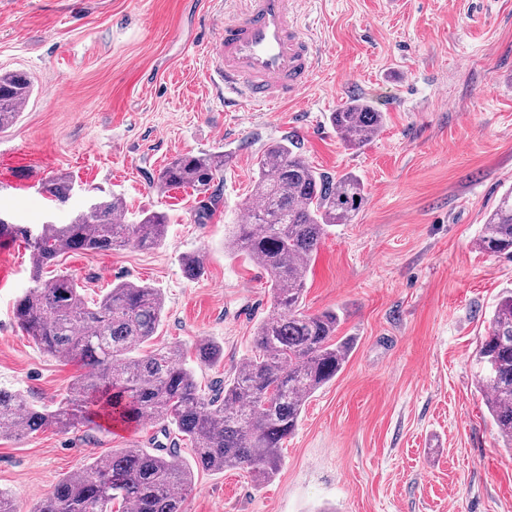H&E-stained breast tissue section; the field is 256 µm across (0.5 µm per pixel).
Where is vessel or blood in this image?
I'll list each match as a JSON object with an SVG mask.
<instances>
[{"mask_svg":"<svg viewBox=\"0 0 512 512\" xmlns=\"http://www.w3.org/2000/svg\"><path fill=\"white\" fill-rule=\"evenodd\" d=\"M225 19L216 45L215 72L224 102L256 108L295 102L311 81L315 48L293 14L295 0H240Z\"/></svg>","mask_w":512,"mask_h":512,"instance_id":"vessel-or-blood-1","label":"vessel or blood"}]
</instances>
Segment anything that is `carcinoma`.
<instances>
[{
  "label": "carcinoma",
  "instance_id": "cac0c4a2",
  "mask_svg": "<svg viewBox=\"0 0 512 512\" xmlns=\"http://www.w3.org/2000/svg\"><path fill=\"white\" fill-rule=\"evenodd\" d=\"M32 94L27 73H0V130L12 125ZM331 123L345 147L360 149L384 126V113L351 97ZM230 155L222 151L172 159L152 185L207 190L223 179ZM39 192L59 205L74 194L67 173L48 176ZM252 198L243 224L224 235V251L244 256L264 272L273 306L254 333L255 353L232 377L207 389L177 346L145 352L161 323L164 297L148 285L124 281L96 299L84 295L76 277L41 272L69 253L107 252L133 243L144 249L165 240L167 215L153 211L135 224L121 221L123 199L96 197L66 224L34 227L0 211V242L23 240L34 258L32 282L14 308L17 325L49 355L82 361L66 406L37 409L20 393L0 389V439H21L47 427L67 432L100 427L97 419L131 424L152 421L187 440L196 464L208 471L245 469L261 483L281 465L284 441L297 428L307 399L341 371L353 339L336 335L335 310L307 313L302 303L308 264L330 227L350 224L366 202L361 178L318 173L293 141L269 146L257 163ZM487 253L512 259V189L488 214L478 242ZM196 359L215 367L224 359L217 342L202 337ZM478 385L504 447L512 449V291L495 306L476 353ZM178 445L124 448L99 456L63 478L27 512H185L193 472L177 461Z\"/></svg>",
  "mask_w": 512,
  "mask_h": 512
}]
</instances>
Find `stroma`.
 I'll use <instances>...</instances> for the list:
<instances>
[{
	"instance_id": "1",
	"label": "stroma",
	"mask_w": 512,
	"mask_h": 512,
	"mask_svg": "<svg viewBox=\"0 0 512 512\" xmlns=\"http://www.w3.org/2000/svg\"><path fill=\"white\" fill-rule=\"evenodd\" d=\"M322 48L299 108H225L211 81L230 0H0V71H25L32 95L0 130V209L18 222L69 221L27 183L71 174L118 194L127 221L160 211L162 246L66 254L44 279L68 272L93 297L120 281L165 297L151 347L188 351L201 385L232 376L271 310L263 274L224 251V229L251 196L257 162L293 139L316 171L359 176L368 200L352 223L329 229L313 253L306 312L339 311L353 349L308 400L268 483L194 466L187 512H512V450L503 448L478 387L475 354L512 259L482 252L487 214L512 188V0H297ZM385 116L365 147L346 148L330 120L348 98ZM224 150L233 160L221 203L190 187L160 193L149 179L182 154ZM201 253L188 275L182 258ZM23 241L0 246V388L56 409L76 360L39 351L13 309L30 285ZM202 337L224 348L198 365ZM161 424L52 428L0 440V490L24 512L92 458L164 442Z\"/></svg>"
}]
</instances>
